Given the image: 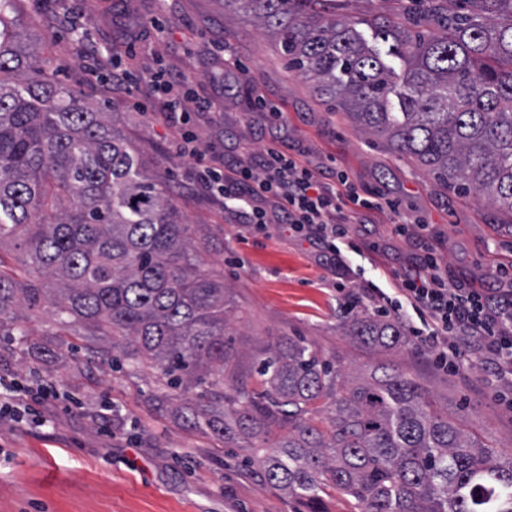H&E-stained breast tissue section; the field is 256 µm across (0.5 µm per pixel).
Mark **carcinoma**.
I'll return each mask as SVG.
<instances>
[{
    "mask_svg": "<svg viewBox=\"0 0 512 512\" xmlns=\"http://www.w3.org/2000/svg\"><path fill=\"white\" fill-rule=\"evenodd\" d=\"M250 12L314 91L339 101L367 134L428 167L444 186L476 191L512 225V0H423L399 23L377 18L401 84L355 23L319 0H228ZM0 0V251L23 249L24 274L0 260V336L27 331L16 311L51 309L63 336L135 367L153 362L194 403L154 401L189 429L260 464L288 501L320 512L334 490L358 512H512V455L482 445L399 368L352 375L299 337L274 336L239 380L224 280L136 150L81 94L20 45ZM52 278L57 287L41 288ZM353 342L399 350V323L367 313L342 322ZM229 379L231 393L212 388Z\"/></svg>",
    "mask_w": 512,
    "mask_h": 512,
    "instance_id": "obj_1",
    "label": "carcinoma"
}]
</instances>
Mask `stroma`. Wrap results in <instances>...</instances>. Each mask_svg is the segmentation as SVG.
Wrapping results in <instances>:
<instances>
[{
  "label": "stroma",
  "instance_id": "stroma-1",
  "mask_svg": "<svg viewBox=\"0 0 512 512\" xmlns=\"http://www.w3.org/2000/svg\"><path fill=\"white\" fill-rule=\"evenodd\" d=\"M410 0H336L338 17L356 21L373 40L372 21L407 18ZM14 28L53 73L102 111L131 142L151 173L165 181L188 223L209 242L207 270L224 278L225 307L240 371H248L270 337H302L323 358L362 371L385 361L410 372L438 407L462 417L467 429L499 452L512 453V408L492 396L485 366L444 369L414 339L380 354L340 329L337 284L396 286L400 266L432 251L455 282L494 297L512 291V228L475 194L439 186L415 159L366 135L344 108L315 95L252 15L233 0H16ZM132 77V93L102 79L112 64ZM188 84L208 101L189 125L210 166L231 171L279 141L337 193L353 185L386 208L352 225L354 246L335 264L307 241L277 232L241 236L222 198L202 187L179 149L180 129L160 112L157 73ZM278 106L272 120L264 104ZM348 184H341L337 172ZM421 224L420 236L396 231L399 217ZM23 323L46 349L38 356L0 339V374L23 384L45 383L53 399L33 404L22 421H0V512H292L257 464L207 431H189L153 402L163 379L150 362L137 369L88 351L59 355L49 313Z\"/></svg>",
  "mask_w": 512,
  "mask_h": 512
}]
</instances>
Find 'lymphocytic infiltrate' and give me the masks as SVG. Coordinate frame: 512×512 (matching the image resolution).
Masks as SVG:
<instances>
[{
    "label": "lymphocytic infiltrate",
    "instance_id": "1",
    "mask_svg": "<svg viewBox=\"0 0 512 512\" xmlns=\"http://www.w3.org/2000/svg\"><path fill=\"white\" fill-rule=\"evenodd\" d=\"M194 160L208 191L250 204V211L242 215L245 232L272 226L295 236L313 233L331 254L337 251V240L348 236L351 225L360 223L361 210L383 206L379 198H362L352 189L341 195L325 187L308 166L275 147L265 149L260 168L242 163L231 176L205 165L202 155ZM265 199L273 201V210L260 208ZM396 291L392 297L380 288L359 294L348 290L342 298L348 303L364 298L397 313L411 307L404 323L419 348L437 352L443 362L452 348L462 355L477 354L492 366L496 380L512 376V304L491 307L486 294L449 279L447 270L430 255L399 275Z\"/></svg>",
    "mask_w": 512,
    "mask_h": 512
}]
</instances>
